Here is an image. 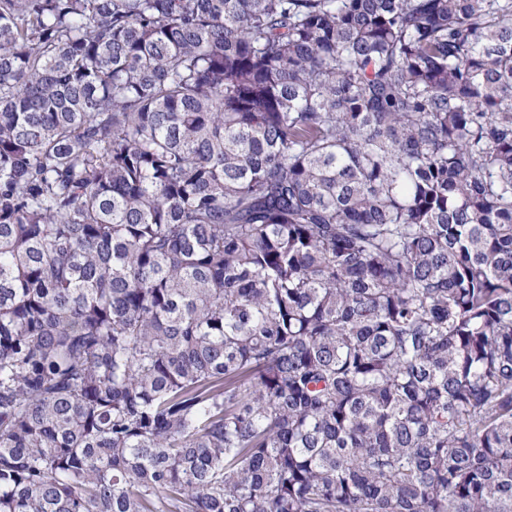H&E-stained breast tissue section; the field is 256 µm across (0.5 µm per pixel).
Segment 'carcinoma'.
Returning a JSON list of instances; mask_svg holds the SVG:
<instances>
[{
    "mask_svg": "<svg viewBox=\"0 0 512 512\" xmlns=\"http://www.w3.org/2000/svg\"><path fill=\"white\" fill-rule=\"evenodd\" d=\"M0 512H512V0H0Z\"/></svg>",
    "mask_w": 512,
    "mask_h": 512,
    "instance_id": "obj_1",
    "label": "carcinoma"
}]
</instances>
